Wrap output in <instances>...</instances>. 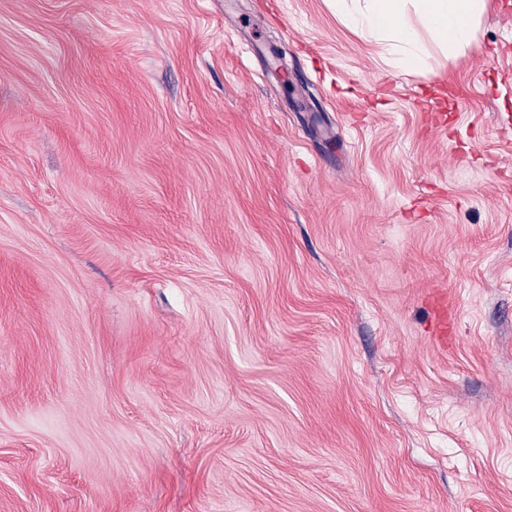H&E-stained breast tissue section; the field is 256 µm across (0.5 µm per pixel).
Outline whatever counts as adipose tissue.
<instances>
[{"mask_svg":"<svg viewBox=\"0 0 512 512\" xmlns=\"http://www.w3.org/2000/svg\"><path fill=\"white\" fill-rule=\"evenodd\" d=\"M336 14L350 29L383 43L389 64L406 73L429 66L425 38L444 54L470 48L486 0H332Z\"/></svg>","mask_w":512,"mask_h":512,"instance_id":"1","label":"adipose tissue"}]
</instances>
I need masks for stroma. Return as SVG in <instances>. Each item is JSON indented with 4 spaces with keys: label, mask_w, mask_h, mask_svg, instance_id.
Returning a JSON list of instances; mask_svg holds the SVG:
<instances>
[{
    "label": "stroma",
    "mask_w": 512,
    "mask_h": 512,
    "mask_svg": "<svg viewBox=\"0 0 512 512\" xmlns=\"http://www.w3.org/2000/svg\"><path fill=\"white\" fill-rule=\"evenodd\" d=\"M430 63L0 0V512H512V0Z\"/></svg>",
    "instance_id": "stroma-1"
}]
</instances>
